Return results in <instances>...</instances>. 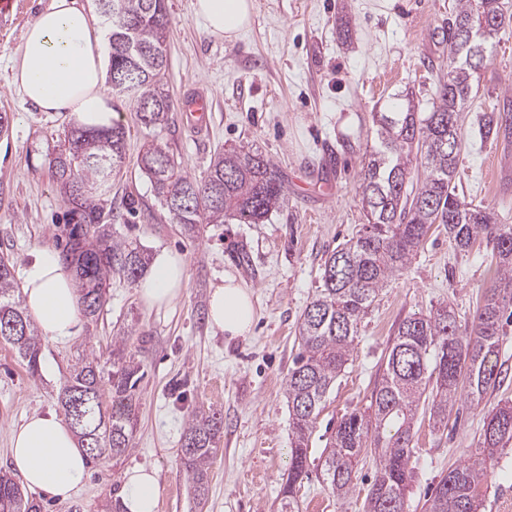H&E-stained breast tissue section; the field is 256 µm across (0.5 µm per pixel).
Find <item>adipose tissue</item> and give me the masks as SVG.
<instances>
[{
    "label": "adipose tissue",
    "instance_id": "adipose-tissue-1",
    "mask_svg": "<svg viewBox=\"0 0 512 512\" xmlns=\"http://www.w3.org/2000/svg\"><path fill=\"white\" fill-rule=\"evenodd\" d=\"M195 12L206 28L234 40L250 26L253 0H196ZM11 82L23 101L43 112H65L78 125L102 129L112 124L107 104L103 36L81 0H51L28 25L12 61ZM185 277L183 259L172 251L155 252L138 292L148 305L177 300ZM22 291L28 313L45 337L64 341L76 336L81 309L72 270L49 248L36 251L23 271ZM208 319L228 338L250 333L255 308L249 289L225 278L213 289ZM13 467L27 486L67 500L82 483L87 457L69 424L55 413L32 414L11 435ZM159 481L155 472H127L121 504L124 512H157Z\"/></svg>",
    "mask_w": 512,
    "mask_h": 512
}]
</instances>
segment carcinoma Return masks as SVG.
I'll use <instances>...</instances> for the list:
<instances>
[{"label":"carcinoma","mask_w":512,"mask_h":512,"mask_svg":"<svg viewBox=\"0 0 512 512\" xmlns=\"http://www.w3.org/2000/svg\"><path fill=\"white\" fill-rule=\"evenodd\" d=\"M109 13L108 83L122 82L112 93L135 106L144 127L161 128L172 111L163 83L165 0H122L121 8ZM496 18L501 26L479 42L484 53L512 21L508 3L457 0L448 21V66L437 75L436 102L430 111H415L409 99L374 115L375 143L367 152L359 186L365 222L321 264L322 285L300 316L299 353L284 383L291 451L280 512H299L296 488L309 478V435L327 392L352 362L359 324L388 281L408 267L435 224L444 225L460 251L480 239L492 244L496 281L485 289L483 303L466 330L449 304L425 315L413 314L399 324L369 405L343 417L331 438L324 481L337 497L346 498L354 488L359 458L367 452L374 456L378 471L366 494L365 512H404L419 408L429 411L434 426H446L448 412L458 401L477 403L504 381L500 332L503 312L512 305V225L498 223L495 214L459 197L455 184L462 114L481 78L480 70L464 65L474 44L460 31L479 30ZM511 129V112L493 108L480 118L485 140ZM124 160V131L116 123L110 129L71 130L51 160L55 178L72 204L73 227L60 257L75 270L81 310L91 320L106 300L113 274L135 280L147 266L138 248L112 239L111 212L95 199L96 193L111 187L112 175ZM139 166L173 223L194 234L206 224H258L286 199V187L272 161L245 145L217 153L202 181L185 175L174 155L157 144L141 155ZM15 289L14 266L0 257V340L14 348L34 374L40 367V338L15 300ZM11 323L20 324L19 332L6 336L3 327ZM113 346L117 360L108 378L111 407L103 405V376L94 357L81 359L59 396L90 461L121 457L132 447L136 391L144 373L135 355H125L123 337L113 339ZM83 397L85 416L76 424L73 408ZM223 431V414L215 410L192 414L184 428L180 452L200 499L205 497L210 460ZM511 445L512 401L501 400L483 420L475 453L441 477L427 512H481L487 463ZM0 512H41L11 472L1 468Z\"/></svg>","instance_id":"obj_1"}]
</instances>
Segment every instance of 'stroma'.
I'll use <instances>...</instances> for the list:
<instances>
[{
  "label": "stroma",
  "instance_id": "obj_1",
  "mask_svg": "<svg viewBox=\"0 0 512 512\" xmlns=\"http://www.w3.org/2000/svg\"><path fill=\"white\" fill-rule=\"evenodd\" d=\"M50 0H0V110L10 113L0 136V256L23 272L34 250L57 247L69 205L49 165L74 124L63 114L21 103L11 85V60L23 34ZM195 0H166L165 88L173 101L167 126L144 128L132 105L118 102L125 128V163L103 196L117 213L114 239L136 241L148 253L168 249L185 264L181 298L149 308L137 284L116 274L96 320L78 336L42 339L40 368L0 342V467L11 469L10 435L33 412L62 414L58 396L82 354L112 366V339L144 351L137 393L138 422L125 456L90 464L64 502L35 492L44 512H108L121 497L124 474L156 470L157 512H278L290 462L288 406L283 386L298 351V320L321 284L327 252L363 222L360 170L374 142L373 115L412 92L429 111L436 75L448 62L442 31L456 0H254L251 25L234 41L210 33ZM488 63L462 129L456 184L461 196L512 225V139L480 142L474 134L485 106L512 110V24L489 45ZM193 87L211 98L207 131L189 124ZM173 153L184 173L206 176L216 152L246 145L262 152L285 177L286 201L260 224H210L186 235L161 207L137 162L147 143ZM232 276L253 293L256 320L249 336L230 339L201 319L215 286ZM495 277L490 249L460 251L443 227H432L423 249L380 292L359 326L353 361L327 394L309 439V478L298 489L300 512H364L376 462L363 458L355 488L337 498L322 479L324 448L341 418L368 405L381 364L402 320L440 303L471 320ZM503 385L481 406L466 408L443 430L418 418L413 478L405 512H425L427 493L476 447L483 417L512 398V317L503 316ZM221 411L224 435L209 465L208 492L197 499L179 455L192 413ZM484 512H512V451L492 462Z\"/></svg>",
  "mask_w": 512,
  "mask_h": 512
}]
</instances>
